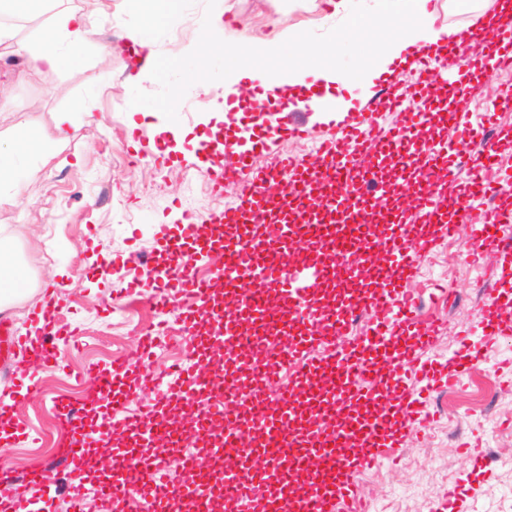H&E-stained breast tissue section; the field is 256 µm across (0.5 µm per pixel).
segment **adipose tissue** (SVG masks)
Masks as SVG:
<instances>
[{
  "label": "adipose tissue",
  "instance_id": "adipose-tissue-1",
  "mask_svg": "<svg viewBox=\"0 0 512 512\" xmlns=\"http://www.w3.org/2000/svg\"><path fill=\"white\" fill-rule=\"evenodd\" d=\"M429 0H375V7L393 22L415 17L416 23L406 33L393 39L389 45L390 58H398L417 46L435 44L442 39L471 43L475 32L463 28L436 26L428 10ZM96 34L92 23L78 11L56 10L43 28L35 48L25 49L26 63L36 69H55L62 64L80 59L84 45ZM43 141L27 133L14 140L11 148L0 150V190L12 189L18 175V159L44 152Z\"/></svg>",
  "mask_w": 512,
  "mask_h": 512
}]
</instances>
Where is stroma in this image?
I'll return each mask as SVG.
<instances>
[{"instance_id":"1","label":"stroma","mask_w":512,"mask_h":512,"mask_svg":"<svg viewBox=\"0 0 512 512\" xmlns=\"http://www.w3.org/2000/svg\"><path fill=\"white\" fill-rule=\"evenodd\" d=\"M207 0H187L183 13L154 25L143 23L138 0H62L98 28L94 45L82 59L56 70H34L24 62L0 59V77L9 86L0 106V146L23 133H36L48 146L45 153L24 159L33 180L23 181L16 196L0 197V241L9 243L16 263L26 274L24 292L0 312V396L9 397L14 424L30 428L31 436H0L10 448L5 465L23 478L37 471L53 477L39 489L22 485L33 512H72L63 471L53 459L63 432L58 400L85 403V389L100 368L125 356L138 343L141 326L156 322L151 301L163 237L176 234L183 212L195 209L206 218L231 207L235 194L214 191L213 173L192 166L197 139L219 118L224 82L191 86L178 107V122L161 112L131 109V89L155 92L157 83L141 71L135 55L114 49L103 59L100 47L114 35L140 30L153 54L181 56L196 45ZM501 0H474L470 10L454 8L453 0H430L437 24L473 27L496 13ZM216 13L226 33L264 47L283 28L323 34L339 25L332 0H217ZM67 111L73 124L59 140L57 113ZM308 139L275 138L273 149L302 158L314 137L329 133L324 112H303ZM142 127L147 137L161 136L168 161L137 157L130 130ZM467 237L438 239L421 261L410 290L435 282L440 297H426L428 308L442 321L431 357L448 360L461 349L460 331L486 304V289L498 287L502 257L485 255L472 262ZM50 310L56 325L78 328V335L60 341L53 362L35 360L14 346L15 336L32 335L34 315ZM485 356L448 392L434 395L438 421L426 434L406 428L398 447L400 461L356 476L370 504L395 501L401 512H433L445 491L463 481L476 493L466 498L464 512H512L501 491L512 485V471L474 467L464 446L480 441L487 452L512 449V335L493 341L473 336ZM25 371L27 382L14 390L11 375Z\"/></svg>"}]
</instances>
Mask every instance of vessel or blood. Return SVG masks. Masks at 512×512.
I'll use <instances>...</instances> for the list:
<instances>
[{
    "mask_svg": "<svg viewBox=\"0 0 512 512\" xmlns=\"http://www.w3.org/2000/svg\"><path fill=\"white\" fill-rule=\"evenodd\" d=\"M492 37L472 64L482 69L512 62V18L499 17ZM470 86L430 78L414 91L396 75L382 80L364 106L339 113L336 131L317 139L318 163L277 156L267 136L255 132L251 150L240 153L215 177L216 189L235 184L238 204L209 216L200 228L184 214L181 231L166 237L155 298L165 334L196 337L198 364L144 375L140 387L158 392V409L139 425L141 440L153 443L169 424L168 410L183 401L205 400L199 429L224 427L206 451L224 459L217 480L176 482L157 458L131 446L112 451V481L106 500L149 512H177L183 501L218 500L223 512H363L354 474L391 458L408 423L425 426L422 414L433 391L454 385L481 357L472 346L448 363L419 362L432 347L437 317L421 305L407 284L437 238L466 235L471 258L495 250L512 224V200L500 199L485 218L477 213L499 171L497 149L512 134L485 135L466 118ZM280 112L289 136L305 134L293 120L299 97L283 95ZM438 105L439 118L454 135L448 143L421 147L424 126ZM242 101L224 99V122L209 132L195 161L211 164L230 152L226 136ZM400 109L405 123L381 135L376 114ZM468 158L465 172L452 170L449 156ZM458 183L452 205L446 186ZM221 252L228 263L218 280L199 278V257ZM190 294L195 307L175 312L176 294ZM500 294H489L475 325L485 336H505ZM215 329L200 333L198 310ZM367 317L362 335L350 336L355 319ZM155 338L142 333L128 361L100 371L105 404L120 410L133 385L131 362H144ZM335 342L330 356L301 361L305 345ZM220 361L224 382L212 385L209 367ZM292 370L290 383L273 384L276 368ZM67 437L59 453L73 512H79L87 484L85 417L60 403ZM140 475L131 487L128 472ZM0 512H29L16 481L0 473Z\"/></svg>",
    "mask_w": 512,
    "mask_h": 512,
    "instance_id": "b4317fda",
    "label": "vessel or blood"
}]
</instances>
